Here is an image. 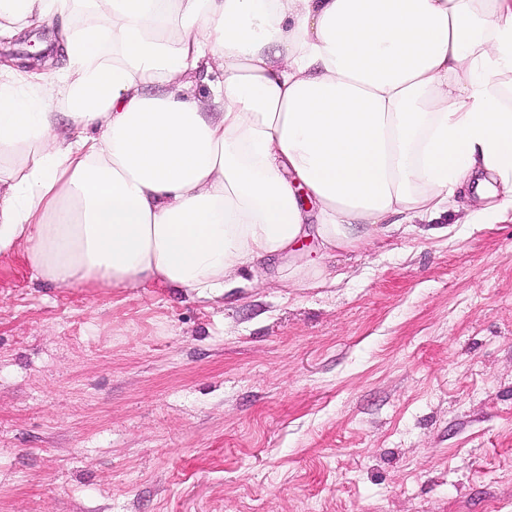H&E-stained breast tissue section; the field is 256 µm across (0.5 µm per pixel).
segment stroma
<instances>
[{
  "label": "stroma",
  "instance_id": "1",
  "mask_svg": "<svg viewBox=\"0 0 512 512\" xmlns=\"http://www.w3.org/2000/svg\"><path fill=\"white\" fill-rule=\"evenodd\" d=\"M207 299L0 255V512H512V212ZM287 269L279 266L277 268V275L279 280L285 287L288 288L289 284H298L308 282L312 286H320L325 283V280L320 278L319 266L315 264H307L301 266H290Z\"/></svg>",
  "mask_w": 512,
  "mask_h": 512
}]
</instances>
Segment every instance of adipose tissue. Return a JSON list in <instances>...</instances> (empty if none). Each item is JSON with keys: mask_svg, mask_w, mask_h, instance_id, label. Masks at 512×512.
Instances as JSON below:
<instances>
[{"mask_svg": "<svg viewBox=\"0 0 512 512\" xmlns=\"http://www.w3.org/2000/svg\"><path fill=\"white\" fill-rule=\"evenodd\" d=\"M45 24L63 68L0 65V254L43 281L209 298L461 190L512 211V0H0V36Z\"/></svg>", "mask_w": 512, "mask_h": 512, "instance_id": "1", "label": "adipose tissue"}]
</instances>
